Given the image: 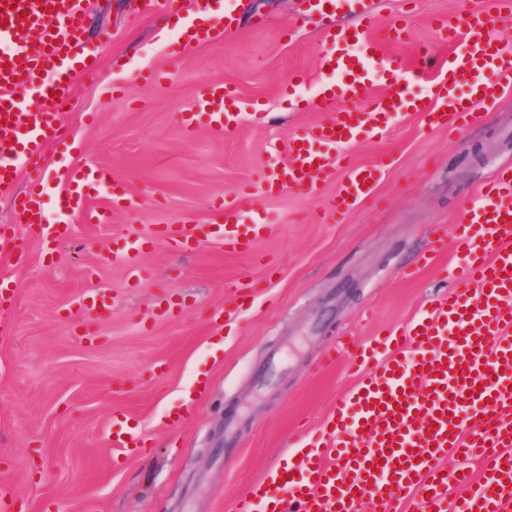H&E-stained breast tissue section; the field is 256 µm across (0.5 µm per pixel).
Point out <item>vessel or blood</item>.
Returning <instances> with one entry per match:
<instances>
[{
	"mask_svg": "<svg viewBox=\"0 0 512 512\" xmlns=\"http://www.w3.org/2000/svg\"><path fill=\"white\" fill-rule=\"evenodd\" d=\"M310 16L323 24V49L315 105L329 117L295 134L287 148L271 146L265 177L268 193L311 197L332 179L342 161L341 147L375 139L392 114L422 112L430 124L458 129L476 119L498 90L512 88V53L501 48L494 28L505 0H488L484 15L456 13L437 20V34L452 52L435 69L412 67L384 45L402 42L406 31L375 32L364 0H307ZM183 52L230 31L231 0L215 16L211 0L182 4ZM352 22L337 25V18ZM87 0H0V191L15 174L38 158L47 140L61 146L59 168L64 189L40 185L20 203L19 220L0 225V250L22 251L26 238L65 239L73 220L103 224L109 210L134 206L105 169L74 166L66 149L69 131L62 122L67 81L88 73L97 57L85 39ZM389 85L385 95L370 92L372 69ZM427 76L430 98L410 95L411 75ZM38 109H30L29 99ZM243 106L234 88L202 83L195 111L182 125L200 123L224 133L240 123ZM383 177L375 164H352L329 201L330 217L343 216L371 199ZM111 189L110 209L90 207L93 190ZM54 197L59 218L45 221V200ZM209 224H165L155 238L173 247L206 241L225 252L247 253L266 229L247 220L243 204H222ZM454 248L464 260L457 289L430 307L404 334L387 332L354 345L351 357L374 363L361 371L357 385L337 400L327 424L298 439L294 452L251 494L238 498L232 512H360L371 501L377 512L394 503L413 512H512V176L506 171L465 200L456 226ZM460 463L455 481L442 464L447 454ZM461 488L449 497V487Z\"/></svg>",
	"mask_w": 512,
	"mask_h": 512,
	"instance_id": "b4317fda",
	"label": "vessel or blood"
}]
</instances>
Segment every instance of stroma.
Masks as SVG:
<instances>
[{
    "mask_svg": "<svg viewBox=\"0 0 512 512\" xmlns=\"http://www.w3.org/2000/svg\"><path fill=\"white\" fill-rule=\"evenodd\" d=\"M379 25L405 19L406 57L445 52L431 21L478 12L485 0H371ZM223 41L172 57L170 15L127 0H88L86 35H106L92 75H79L63 120L77 164L108 169L134 197L109 223L78 224L72 240L23 256L0 254L13 283L0 306V484L13 512H230L286 457L292 434L322 426L357 374L336 356L341 337L365 341L404 328L448 286L462 260L447 249L423 262L434 231L455 234L462 203L512 164V89L458 133L402 113L379 139L349 150L383 162L378 200L326 220L344 170L314 197L263 193L270 144L323 120L299 93L281 95L293 71L319 78L320 34L305 0H239ZM126 61L124 70L114 58ZM168 76L135 97L113 94L136 69ZM206 81L236 88L249 108L237 131L182 115ZM251 190L270 229L247 256L215 243L180 253L156 242L135 278L112 258L162 224L207 223L213 202ZM256 292L239 318L212 326L236 288ZM104 292L111 309L87 310ZM90 329L83 337L82 329ZM223 343L214 352V343ZM164 375H155L157 364ZM206 387L187 403L196 377ZM185 416L182 426L168 418ZM136 425L143 448L108 444L113 419Z\"/></svg>",
    "mask_w": 512,
    "mask_h": 512,
    "instance_id": "stroma-1",
    "label": "stroma"
}]
</instances>
